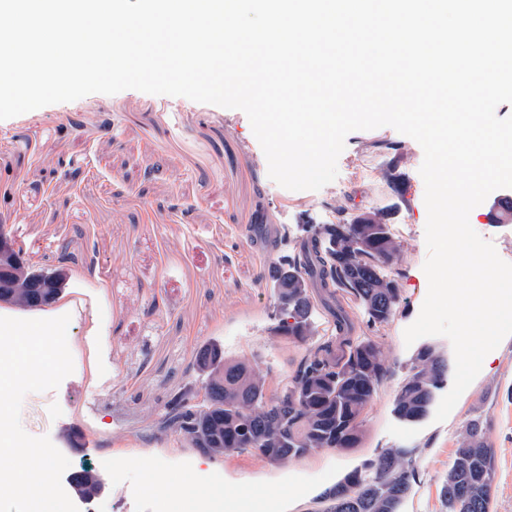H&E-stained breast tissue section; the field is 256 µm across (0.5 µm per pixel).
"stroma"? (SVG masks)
<instances>
[{"mask_svg":"<svg viewBox=\"0 0 512 512\" xmlns=\"http://www.w3.org/2000/svg\"><path fill=\"white\" fill-rule=\"evenodd\" d=\"M423 158L421 146L393 127L355 131L333 182L291 191L269 178L237 109L125 90L0 120V230L32 269L67 273L62 296L76 310L68 337L74 371L57 389L27 394L20 423L69 459L64 479L84 469L97 474L102 489L92 503L78 502L79 512H193L217 472L230 483L236 512H252V502L273 491L288 495V512H323L334 485L395 448L411 450L416 469L402 512H447L443 478L474 421L494 452L491 512H512V336L445 421L430 413L407 421L395 411L421 351L455 363L446 337L404 342L428 290ZM86 164L90 172L71 181L69 172ZM508 201L512 188L492 192L469 221L512 263V222L500 221ZM365 216L386 224L394 242L380 274L398 290L395 315L371 322L353 290H325L310 278L304 338L278 334L288 316L274 264L293 255L313 226ZM340 316L352 340L379 346L387 368L354 447L273 464L253 451L205 455L161 430L172 399L203 385L201 350L216 345L225 362H249L272 396L335 336ZM168 448L183 457L170 475L178 492L150 495L144 464L120 456ZM296 489L302 497H293Z\"/></svg>","mask_w":512,"mask_h":512,"instance_id":"35a3bbf8","label":"stroma"}]
</instances>
